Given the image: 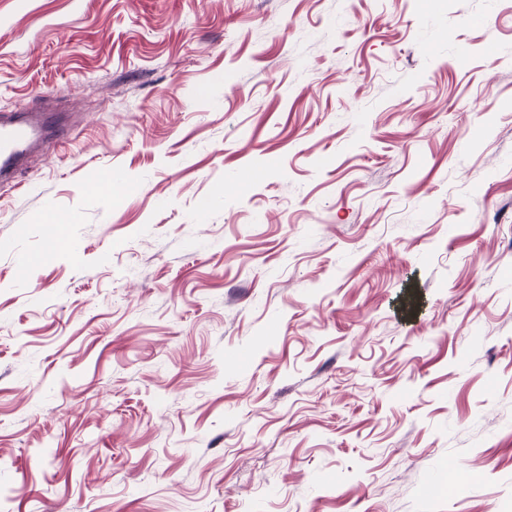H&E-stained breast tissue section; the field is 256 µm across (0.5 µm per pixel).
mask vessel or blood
Returning <instances> with one entry per match:
<instances>
[{
	"mask_svg": "<svg viewBox=\"0 0 512 512\" xmlns=\"http://www.w3.org/2000/svg\"><path fill=\"white\" fill-rule=\"evenodd\" d=\"M69 131L53 111L0 113V177L15 176L18 162L40 148L59 143Z\"/></svg>",
	"mask_w": 512,
	"mask_h": 512,
	"instance_id": "1",
	"label": "vessel or blood"
}]
</instances>
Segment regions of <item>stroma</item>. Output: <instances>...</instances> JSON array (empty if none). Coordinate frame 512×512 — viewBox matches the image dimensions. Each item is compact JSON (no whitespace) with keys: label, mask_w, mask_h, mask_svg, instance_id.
I'll use <instances>...</instances> for the list:
<instances>
[{"label":"stroma","mask_w":512,"mask_h":512,"mask_svg":"<svg viewBox=\"0 0 512 512\" xmlns=\"http://www.w3.org/2000/svg\"><path fill=\"white\" fill-rule=\"evenodd\" d=\"M18 109L0 512H512V0H0ZM68 131L57 112H1L0 179L14 177L21 158L41 147L58 144Z\"/></svg>","instance_id":"obj_1"}]
</instances>
